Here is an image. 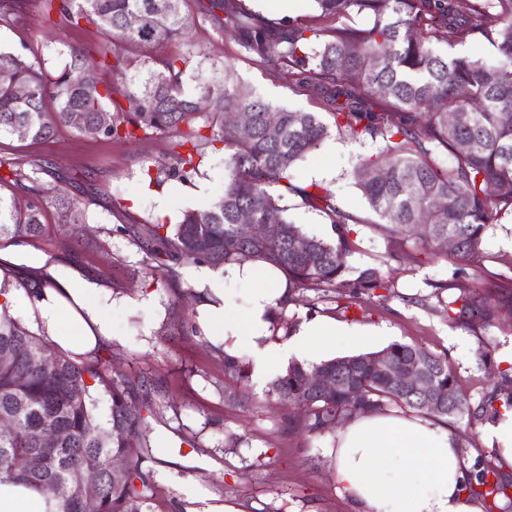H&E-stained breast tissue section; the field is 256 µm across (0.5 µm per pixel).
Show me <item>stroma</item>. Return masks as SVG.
<instances>
[{"instance_id":"obj_1","label":"stroma","mask_w":512,"mask_h":512,"mask_svg":"<svg viewBox=\"0 0 512 512\" xmlns=\"http://www.w3.org/2000/svg\"><path fill=\"white\" fill-rule=\"evenodd\" d=\"M182 11L194 19L187 40L122 43L132 69L186 55L191 59L184 83L188 92L199 93V77L220 80L230 74L273 105L323 112L321 99L300 88L287 69L270 71L245 50L237 28L202 19L198 0H183ZM109 44V37L91 25L44 32L37 0H28L22 23L0 27V50H25L50 70L62 66L71 49ZM380 146L368 137L354 140L335 132L296 163L294 174L300 185L317 182L332 190L353 230L355 247L347 266L382 267L394 280V294L363 295L350 306L336 290H304L286 305L284 320L294 329L314 318L359 329L367 335L358 348L364 352L400 341L446 354L460 387L471 402H478L491 388L480 353L489 351L492 361L501 363L505 350L512 348V323L472 328L449 321L443 285L459 268L477 284H512V216L488 228L478 257L464 265L452 255L391 238L351 177L353 168ZM170 150L165 134L132 144L90 139L65 125L41 142L0 140L1 165L26 172L42 165L46 187L66 189L84 209L90 229L80 238L62 235L55 208L46 207L45 233L1 241L0 261L67 280L73 288L90 281L114 298L107 312L114 334L108 346L113 371L134 381L152 380L161 388L153 396L151 436L168 447L157 455L159 491L152 512H191L197 498L229 512H357L332 477L330 437L283 430L282 404L256 384H248L245 401L235 403L236 388L225 385L224 369L206 337L182 335L171 325L175 312L187 315L195 309L194 300L173 309L170 285L153 280L145 270L143 250L122 233V225L133 219L177 223L184 210L205 207L223 194L228 177L224 151L209 145L202 146L203 161L189 180L162 177V184H154ZM163 199L171 211L164 219L158 216ZM447 428L466 453L498 460L485 422L463 417L449 420ZM230 434L241 439L233 451L225 447ZM188 438L195 447L185 446Z\"/></svg>"}]
</instances>
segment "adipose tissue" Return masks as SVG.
Masks as SVG:
<instances>
[{"mask_svg": "<svg viewBox=\"0 0 512 512\" xmlns=\"http://www.w3.org/2000/svg\"><path fill=\"white\" fill-rule=\"evenodd\" d=\"M262 276L273 280L277 273L262 272L252 263L227 267L223 280L212 281L200 306L211 344L228 354L247 356L256 383H266L291 359H317L318 342L324 337L340 336L349 343L360 340L358 331L323 320L302 323L295 343L275 340L267 313L283 296L280 288H254L245 321H236L226 280ZM8 300L29 316L38 333L60 348L83 353L112 338V325L104 315L112 301L93 284L50 289L39 299L25 300L12 293ZM327 455L339 490L358 512H483L466 488L472 459L447 429L422 418L355 416L337 430Z\"/></svg>", "mask_w": 512, "mask_h": 512, "instance_id": "obj_1", "label": "adipose tissue"}]
</instances>
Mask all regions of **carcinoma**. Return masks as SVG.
Masks as SVG:
<instances>
[{"label":"carcinoma","mask_w":512,"mask_h":512,"mask_svg":"<svg viewBox=\"0 0 512 512\" xmlns=\"http://www.w3.org/2000/svg\"><path fill=\"white\" fill-rule=\"evenodd\" d=\"M25 0H0V23L23 20ZM45 28L79 29L92 24L122 41L152 44L179 40L193 20L183 15L180 0H38ZM319 18L335 20L352 10L373 16L362 29H332L325 39L315 26L288 22L278 38L266 25L229 10L225 0H207L202 16L235 20L243 47L275 71L291 70L297 83L322 99L335 129L354 138L383 143L378 153L352 171L354 184L371 209L395 235L416 237L422 245L451 249L462 261L474 259L484 233L512 215V0H470L460 11L457 0H315ZM135 16L140 24L126 27ZM480 35L497 50V61L479 55L448 56L438 50ZM70 60L53 74L20 53L0 52V139L15 135L21 126L26 137L47 140L62 124L90 138L134 143L153 134L174 138L167 174L185 180L197 172L195 158L201 143L223 144L228 179L224 193L205 209H188L176 224H128L121 231L142 245L153 275L175 282L185 265L215 271L247 262L269 265L288 281V296L320 288H337L350 298L387 292L394 283L380 267L349 270L345 258L354 241L350 217L335 203L332 191L318 183L300 186L291 173L296 161L331 135L316 112L274 108L233 82L202 87L199 98L184 89L189 58L155 61L136 82H125L130 66L119 48L72 50ZM117 76L105 79L104 74ZM26 89L20 95L17 89ZM467 89L469 96H461ZM384 90L386 101L400 110L393 119L374 111L373 94ZM207 118L197 122L200 112ZM245 112L248 125L236 135L225 134V117ZM109 123L99 122L100 114ZM459 121L450 124L448 116ZM384 176H378V172ZM18 168L0 175L5 185L28 197L25 208L0 195V239L37 237L44 231L42 211L51 202L60 227L78 232L84 215L64 189L49 196L39 174ZM497 190L488 191L489 185ZM277 187L273 195L269 188ZM300 197L331 221L334 237L326 240L305 234L286 217L283 195ZM445 202L442 208L433 201ZM247 210L256 224H276L278 234L256 238L238 222ZM304 244L299 250L296 245ZM18 286L35 298L52 287V278L17 276ZM448 296V319L461 324L493 325L512 321V288L496 283L475 286L462 281L456 270L443 285ZM9 283H0V481L24 484L47 497L48 512H81L75 491L86 472L95 469L103 480L97 512H142L158 490L149 437L154 405L147 384L112 371L99 351L71 356L56 350L10 313L3 300ZM55 359L43 366L40 352ZM224 376L247 385L251 366L243 356L217 351ZM409 369L413 378L429 382L426 394L392 378L380 360ZM314 375H339L346 387L314 393ZM499 380L476 405L460 389L445 354L417 344L392 342L378 351L336 357L319 364L294 361L271 382L270 392L287 407L284 429L323 436L362 412H382L390 406L408 409L436 421L474 418L495 420L501 409H512V374L498 371ZM110 397L108 426L95 413L97 395ZM54 430L60 442L42 443V433ZM39 454L44 466L28 468ZM122 474L110 478L112 464ZM470 494L486 512H512V478L492 461L477 460L468 484Z\"/></svg>","instance_id":"obj_1"}]
</instances>
